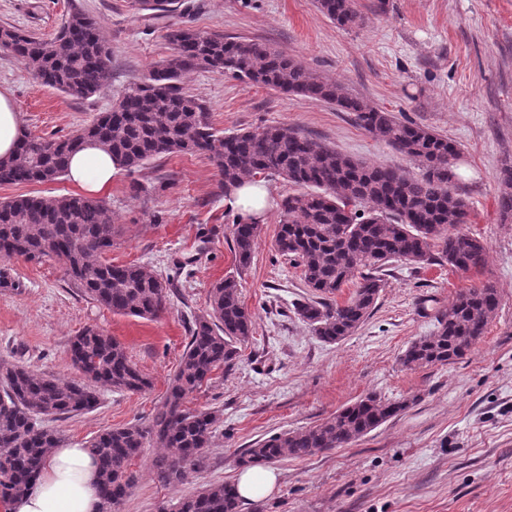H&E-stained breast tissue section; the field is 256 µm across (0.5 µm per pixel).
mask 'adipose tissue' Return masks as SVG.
<instances>
[{"label": "adipose tissue", "instance_id": "adipose-tissue-1", "mask_svg": "<svg viewBox=\"0 0 512 512\" xmlns=\"http://www.w3.org/2000/svg\"><path fill=\"white\" fill-rule=\"evenodd\" d=\"M71 181L89 193L107 188L120 168L111 155L95 144L73 153L67 165ZM9 512H101L97 465L88 448L68 445L52 449L41 477Z\"/></svg>", "mask_w": 512, "mask_h": 512}]
</instances>
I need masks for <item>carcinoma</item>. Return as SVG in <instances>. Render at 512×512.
I'll return each mask as SVG.
<instances>
[{"label": "carcinoma", "mask_w": 512, "mask_h": 512, "mask_svg": "<svg viewBox=\"0 0 512 512\" xmlns=\"http://www.w3.org/2000/svg\"><path fill=\"white\" fill-rule=\"evenodd\" d=\"M317 8L340 26L362 24L354 0H317ZM167 38L173 53L148 78L132 84L111 111L52 140L53 149L44 147L45 139L23 135L14 155L0 159V185L60 179L70 155L90 139L130 172L174 153L204 155L220 173L226 192L244 178L278 174L300 191L281 200L274 248L297 263L306 287L317 296L297 305L296 314L326 343L352 335L368 318L384 287L380 272L393 261L425 265L437 247L458 273L485 266L488 245L461 230L469 208L451 189L460 155L451 140L345 95L336 84L314 77L263 43L184 27L171 29ZM0 46L24 59L36 79L76 100L95 95L107 80L110 53L99 23L80 11L71 12L50 39L0 28ZM200 67L351 112L362 128L418 163L423 174L355 160L280 125L226 136L211 125L207 106L182 86L183 75ZM259 234V225L237 218L232 242L239 267L251 263ZM113 245L112 216L100 200L21 195L0 201L1 259L56 258L98 306L142 319L160 317L170 301L171 281L137 264L108 261ZM350 282L355 289L346 301L329 302ZM499 305L489 282L462 290L439 316L437 330L414 340L402 363L432 366L462 358L484 336ZM253 330L240 283L233 276L224 278L210 290L208 310L195 316L178 368L148 424L112 427L89 441L99 467L104 512H119L136 482L132 462L148 445L163 449L153 462L163 484L179 482L187 471L203 466V449L209 447L221 414L189 407L190 395L214 371L232 363ZM68 355L82 375L79 380L0 362V505L31 490L50 449L64 443L58 430L38 419L95 408L100 386L128 392L150 387L122 345L97 328L73 337ZM406 406L405 401L368 394L319 424L259 442L239 456L237 465L245 469L344 447ZM242 505L236 485L224 482L182 499L174 512H242Z\"/></svg>", "instance_id": "carcinoma-1"}]
</instances>
